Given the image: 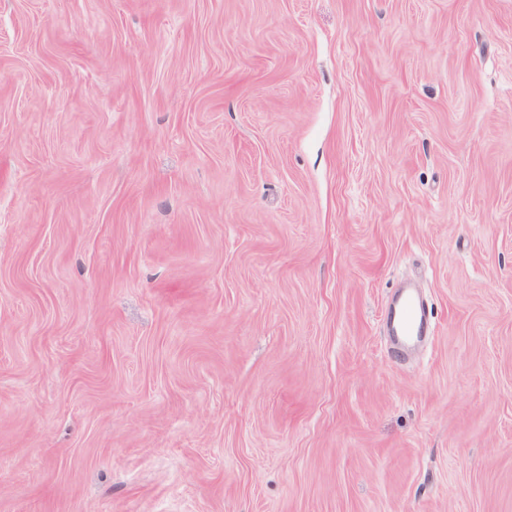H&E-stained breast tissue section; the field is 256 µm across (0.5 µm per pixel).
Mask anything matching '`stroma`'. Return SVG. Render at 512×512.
<instances>
[{
  "label": "stroma",
  "mask_w": 512,
  "mask_h": 512,
  "mask_svg": "<svg viewBox=\"0 0 512 512\" xmlns=\"http://www.w3.org/2000/svg\"><path fill=\"white\" fill-rule=\"evenodd\" d=\"M0 512H512V0H0ZM394 339L405 343L424 334L425 314L422 304L413 294H406L391 312Z\"/></svg>",
  "instance_id": "35a3bbf8"
}]
</instances>
